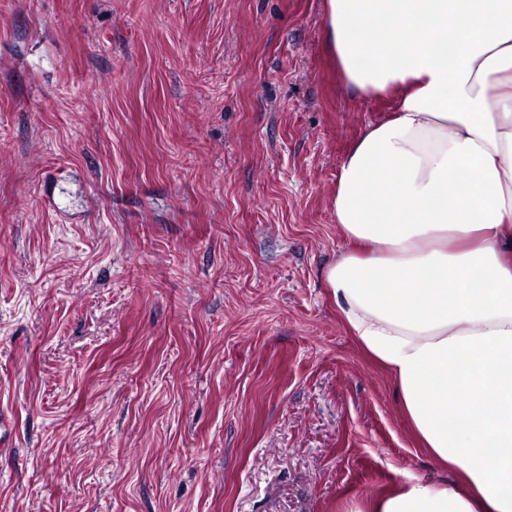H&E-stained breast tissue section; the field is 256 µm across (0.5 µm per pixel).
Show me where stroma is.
I'll list each match as a JSON object with an SVG mask.
<instances>
[{"mask_svg":"<svg viewBox=\"0 0 512 512\" xmlns=\"http://www.w3.org/2000/svg\"><path fill=\"white\" fill-rule=\"evenodd\" d=\"M325 0H0V512H352L414 479L325 280Z\"/></svg>","mask_w":512,"mask_h":512,"instance_id":"1","label":"stroma"}]
</instances>
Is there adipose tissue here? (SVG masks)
<instances>
[{"instance_id": "1", "label": "adipose tissue", "mask_w": 512, "mask_h": 512, "mask_svg": "<svg viewBox=\"0 0 512 512\" xmlns=\"http://www.w3.org/2000/svg\"><path fill=\"white\" fill-rule=\"evenodd\" d=\"M326 23L350 91L398 94L340 162L326 282L461 475L363 512H512V0H328Z\"/></svg>"}]
</instances>
